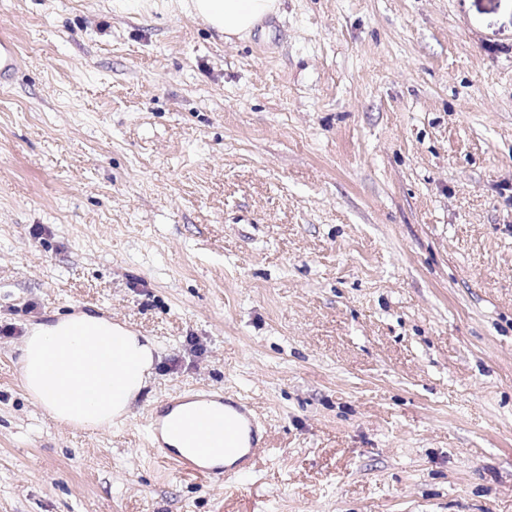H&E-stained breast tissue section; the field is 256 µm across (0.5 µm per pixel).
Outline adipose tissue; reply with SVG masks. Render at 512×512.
I'll return each mask as SVG.
<instances>
[{
    "label": "adipose tissue",
    "mask_w": 512,
    "mask_h": 512,
    "mask_svg": "<svg viewBox=\"0 0 512 512\" xmlns=\"http://www.w3.org/2000/svg\"><path fill=\"white\" fill-rule=\"evenodd\" d=\"M197 18L245 38L280 0H193ZM157 348L148 338L113 325L96 311L33 324L20 347L23 388L58 424L96 432L124 423L146 385Z\"/></svg>",
    "instance_id": "adipose-tissue-1"
}]
</instances>
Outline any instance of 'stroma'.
I'll use <instances>...</instances> for the list:
<instances>
[{"mask_svg": "<svg viewBox=\"0 0 512 512\" xmlns=\"http://www.w3.org/2000/svg\"><path fill=\"white\" fill-rule=\"evenodd\" d=\"M0 0V512H512V0ZM150 338L128 420L22 390L32 323ZM209 389L254 472L162 463ZM281 0H193L192 12L226 40L246 38L268 16L279 13ZM17 48L12 39L1 33L0 35V82L9 81L18 65ZM196 398L199 397L176 398L160 410L152 411L146 416L144 428L150 445L158 457L164 462L172 464L180 472L209 480L223 475L216 471L224 473L225 478H236L252 472L265 452L264 435L259 429L252 408L244 402L230 401L224 396L218 395H208L204 398L219 401L224 406L218 402H189L181 405ZM201 407H207L216 413L224 412L222 418L211 417L209 421L210 439L205 443H200L192 428H186L183 434L185 447L183 448L181 436L172 423L164 433V440L170 448L179 454H170L163 440L165 417L176 408L167 417L174 422L194 414ZM244 429H247L249 434V443L246 447L240 444V435ZM191 448H193L192 455H181L190 454ZM218 453L224 454V457L210 459V464L224 465V459L228 456H233L236 459L231 465H224V467L210 468L203 465V460Z\"/></svg>", "mask_w": 512, "mask_h": 512, "instance_id": "stroma-1", "label": "stroma"}]
</instances>
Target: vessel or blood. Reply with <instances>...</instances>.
<instances>
[{"label": "vessel or blood", "instance_id": "vessel-or-blood-1", "mask_svg": "<svg viewBox=\"0 0 512 512\" xmlns=\"http://www.w3.org/2000/svg\"><path fill=\"white\" fill-rule=\"evenodd\" d=\"M18 65L17 48L12 39L0 35V82L9 81ZM175 408L174 403H167L163 408L150 412L144 421V428L151 447L159 458L172 464L178 471L213 479L217 473L235 478L252 472L265 451L264 435L259 429L258 421L252 408L240 401H225L224 415L209 421L211 436L207 442H199L192 429H185L183 442L188 447V454L169 453L163 440L165 418ZM224 454L232 457L233 462L223 470H215L204 464L205 459Z\"/></svg>", "mask_w": 512, "mask_h": 512}]
</instances>
